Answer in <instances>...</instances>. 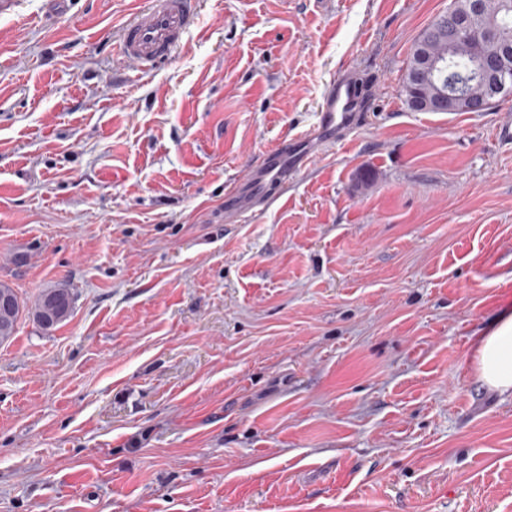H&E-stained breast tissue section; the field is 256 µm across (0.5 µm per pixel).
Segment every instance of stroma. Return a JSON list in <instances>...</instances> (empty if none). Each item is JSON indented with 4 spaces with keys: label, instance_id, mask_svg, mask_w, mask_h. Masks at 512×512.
<instances>
[{
    "label": "stroma",
    "instance_id": "obj_1",
    "mask_svg": "<svg viewBox=\"0 0 512 512\" xmlns=\"http://www.w3.org/2000/svg\"><path fill=\"white\" fill-rule=\"evenodd\" d=\"M451 0H201L148 73L144 0L0 15V512H512V397L476 341L512 304V95L417 112ZM362 77L347 140L254 213L224 194ZM1 287L5 293L11 295L12 303L10 304V296L5 294L0 296V305L7 307H0V343L9 340L14 335L24 311V305L15 289L3 281H0V291ZM74 297L66 284L45 289L31 312L34 320L45 330H52L71 315Z\"/></svg>",
    "mask_w": 512,
    "mask_h": 512
}]
</instances>
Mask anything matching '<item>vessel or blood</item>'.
<instances>
[{
    "label": "vessel or blood",
    "mask_w": 512,
    "mask_h": 512,
    "mask_svg": "<svg viewBox=\"0 0 512 512\" xmlns=\"http://www.w3.org/2000/svg\"><path fill=\"white\" fill-rule=\"evenodd\" d=\"M199 0H146L140 15L121 28L117 48L120 57L135 64L140 72H151L162 60L172 56L194 26ZM364 109L363 91L355 75L344 72L334 79L319 113L318 133L333 143L345 139L359 121ZM311 137L301 133L287 145L266 152L251 168L245 185L234 188L227 196L229 208L250 211L267 202L266 189L284 184L289 175L311 158Z\"/></svg>",
    "instance_id": "obj_1"
}]
</instances>
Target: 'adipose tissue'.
Returning <instances> with one entry per match:
<instances>
[{"mask_svg":"<svg viewBox=\"0 0 512 512\" xmlns=\"http://www.w3.org/2000/svg\"><path fill=\"white\" fill-rule=\"evenodd\" d=\"M474 368L485 386L512 396V308H505L479 337Z\"/></svg>","mask_w":512,"mask_h":512,"instance_id":"adipose-tissue-1","label":"adipose tissue"}]
</instances>
